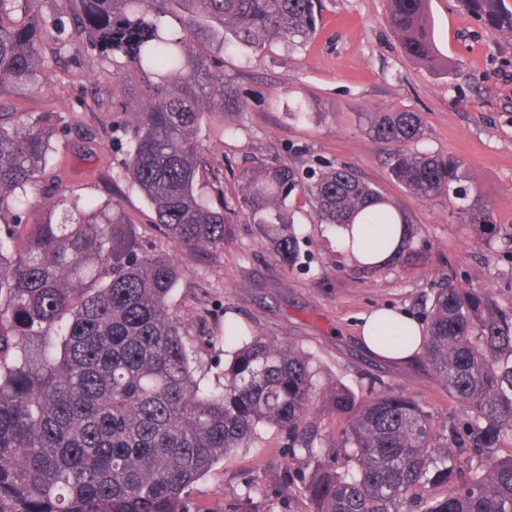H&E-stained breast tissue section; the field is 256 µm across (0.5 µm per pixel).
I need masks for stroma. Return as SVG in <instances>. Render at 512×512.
Listing matches in <instances>:
<instances>
[{"label": "stroma", "instance_id": "stroma-1", "mask_svg": "<svg viewBox=\"0 0 512 512\" xmlns=\"http://www.w3.org/2000/svg\"><path fill=\"white\" fill-rule=\"evenodd\" d=\"M321 23L299 54L279 46L224 56V75L244 95L246 112L234 134L205 140L204 157L220 173L225 201H233L240 174L258 162H285L302 177L333 165L352 170L398 206L421 230L429 255L425 268L359 273L341 256L332 231L314 224L307 203L295 213L304 264L288 266L261 245L253 224L238 217L231 237L216 251L189 252L173 245L155 223L144 196L118 173L126 148L103 137L112 112H84L80 98L104 97L110 65L95 59L71 66L79 53L71 44L63 58L46 62V87L29 103L40 112L63 100L74 109L78 131L57 157L68 189L88 201L118 195L125 216L144 240L163 249L182 272L171 295L189 336H203L201 354L212 384L224 369V326L267 336L311 353L322 384L353 389L388 385L419 400L435 422L463 408L449 401L422 358L392 366L368 355L357 324L373 309L389 306L417 320L444 281L483 288L497 304L512 309V33L485 30L458 0H431L435 35L447 71H429L406 56L389 27L388 0H320ZM298 102L314 112L296 120ZM410 110L423 121V147L466 162L469 192L493 209V248L447 197L427 201L409 193L390 175L389 145L370 139L360 113ZM96 131L87 140L82 129ZM297 471L277 429H266L254 448L225 457L215 476L193 486L200 512H224V502L241 493L245 477L270 480Z\"/></svg>", "mask_w": 512, "mask_h": 512}]
</instances>
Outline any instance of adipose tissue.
I'll list each match as a JSON object with an SVG mask.
<instances>
[{
	"label": "adipose tissue",
	"mask_w": 512,
	"mask_h": 512,
	"mask_svg": "<svg viewBox=\"0 0 512 512\" xmlns=\"http://www.w3.org/2000/svg\"><path fill=\"white\" fill-rule=\"evenodd\" d=\"M386 230L380 224H357L352 229H340V237L354 236L356 244L346 257L350 263L386 267L391 259V253L379 252L376 244ZM402 327L412 341L409 345L398 347L379 343V336L391 331L395 327ZM423 325L420 321L409 317L403 312L382 308L364 316L359 325L358 333L360 343L364 350L378 359L387 362H407L412 360L419 351V340L422 336Z\"/></svg>",
	"instance_id": "ef3b65f1"
}]
</instances>
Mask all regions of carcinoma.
<instances>
[{
    "label": "carcinoma",
    "mask_w": 512,
    "mask_h": 512,
    "mask_svg": "<svg viewBox=\"0 0 512 512\" xmlns=\"http://www.w3.org/2000/svg\"><path fill=\"white\" fill-rule=\"evenodd\" d=\"M490 31L512 29L506 0H461ZM318 0H0V512H196L190 489L224 457L284 433L303 467L281 483L244 481L224 512H512V317L488 291L440 288L426 315L423 354L433 381L465 407L444 425L403 393L321 386L313 356L264 336L238 343L224 383L195 379V351L169 306L182 278L123 219L118 197L66 193L53 161L74 118L56 106L24 112L45 84L46 53L71 39L112 63V125L127 143L122 176L151 204L178 247L217 250L248 216L284 261L299 258L294 203L314 223H399L389 200L349 170L311 183L286 163L240 178L236 206L199 191L200 134L235 130L246 103L224 77V53L281 45L299 52L318 24ZM428 0H389L388 22L424 68H448L431 34ZM179 19V30L162 23ZM366 134L393 146V178L420 199L455 195L481 234L492 209L468 197L465 163L415 148L412 111L363 112ZM414 144L406 149L405 145ZM410 226L391 269L428 261ZM327 409L340 426L311 424Z\"/></svg>",
    "instance_id": "cac0c4a2"
}]
</instances>
